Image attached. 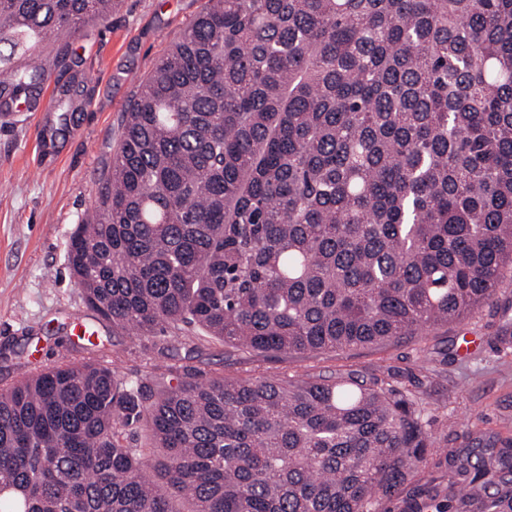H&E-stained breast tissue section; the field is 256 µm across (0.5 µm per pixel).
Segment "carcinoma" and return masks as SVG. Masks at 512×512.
<instances>
[{"mask_svg":"<svg viewBox=\"0 0 512 512\" xmlns=\"http://www.w3.org/2000/svg\"><path fill=\"white\" fill-rule=\"evenodd\" d=\"M111 15L0 0V115ZM83 89L59 88L49 142ZM95 211L67 269L141 338L198 325L294 355L464 320L512 272V0H205L138 83ZM468 439L448 495L411 512H512V445ZM432 445L378 377L85 357L0 388V512H371Z\"/></svg>","mask_w":512,"mask_h":512,"instance_id":"1","label":"carcinoma"}]
</instances>
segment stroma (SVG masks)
Instances as JSON below:
<instances>
[{"label": "stroma", "instance_id": "stroma-1", "mask_svg": "<svg viewBox=\"0 0 512 512\" xmlns=\"http://www.w3.org/2000/svg\"><path fill=\"white\" fill-rule=\"evenodd\" d=\"M204 0H117L107 21L87 26L69 48L70 67L52 69L35 110L0 119V387L35 367L93 356L125 374L166 366L150 340L113 332L99 323L97 347L84 350L76 323L91 320L84 295L66 269L65 243L93 205L109 170L131 94ZM84 77L81 116L54 148L43 130L58 85ZM512 277L499 299L459 324L389 345L283 355L267 359L220 342L192 345L169 339L176 355L194 351V366L225 376H333L349 370L388 372L422 404L433 446L393 496L377 494L375 512H400L402 500L446 494L451 448L465 447L467 431L512 442Z\"/></svg>", "mask_w": 512, "mask_h": 512}]
</instances>
